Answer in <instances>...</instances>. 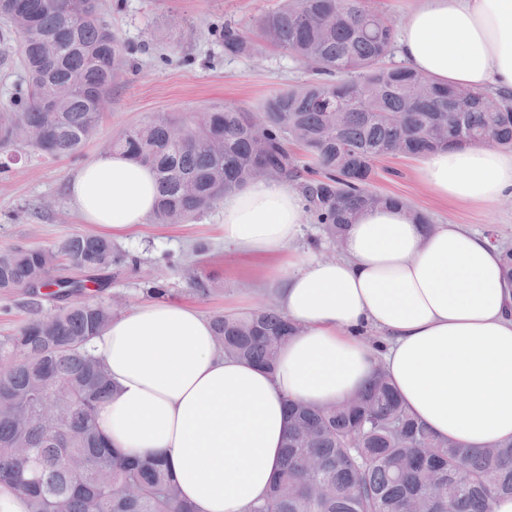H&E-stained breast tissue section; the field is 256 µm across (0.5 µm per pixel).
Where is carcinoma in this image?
Returning <instances> with one entry per match:
<instances>
[{
	"instance_id": "1",
	"label": "carcinoma",
	"mask_w": 512,
	"mask_h": 512,
	"mask_svg": "<svg viewBox=\"0 0 512 512\" xmlns=\"http://www.w3.org/2000/svg\"><path fill=\"white\" fill-rule=\"evenodd\" d=\"M0 17L21 39L26 73L0 107V152L78 153L123 72V41L89 0H0ZM255 31L313 78L256 111L160 113L112 138L111 150L154 172V223H186L266 176L295 184L324 236L339 243L363 210L403 203L372 188L376 161L477 142L512 150V96H462L457 86L386 63L396 28L367 0H284L256 19ZM222 37L227 55L253 50L251 33L236 26L224 25ZM290 143L311 162L291 154ZM61 256L86 277L53 275ZM139 270L137 256L96 234L72 235L55 250H0V294L25 292L36 313L0 338V403L9 406L0 415V484L24 494L29 512H194L162 460L129 459L96 429L114 387L88 344L117 313L79 296ZM189 286L206 297L213 279L197 269ZM45 299L55 302L50 323L39 315ZM212 324L225 356L268 371L297 332L270 304L218 314ZM58 389L65 418L53 429L40 415ZM504 495L512 496V442L472 450L436 439L379 365L337 405L288 401L279 468L250 512H490Z\"/></svg>"
}]
</instances>
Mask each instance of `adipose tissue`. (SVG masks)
<instances>
[{
	"label": "adipose tissue",
	"mask_w": 512,
	"mask_h": 512,
	"mask_svg": "<svg viewBox=\"0 0 512 512\" xmlns=\"http://www.w3.org/2000/svg\"><path fill=\"white\" fill-rule=\"evenodd\" d=\"M399 57L444 85L512 92V0H420ZM421 174L441 197L490 208L512 194V151L451 147ZM68 193L86 223L120 236L151 219L156 183L111 152L78 169ZM222 207L225 243L288 254L268 278L298 332L267 371L225 358L210 318L188 305L146 301L114 318L89 350L116 388L95 417L115 449L163 459L197 512H248L279 466L287 400L337 403L378 363L435 436L468 448L512 440V287L486 235L464 224L429 232L393 205L361 212L339 258L297 259L302 198L286 182H249ZM371 330L383 348L366 341Z\"/></svg>",
	"instance_id": "ef3b65f1"
}]
</instances>
